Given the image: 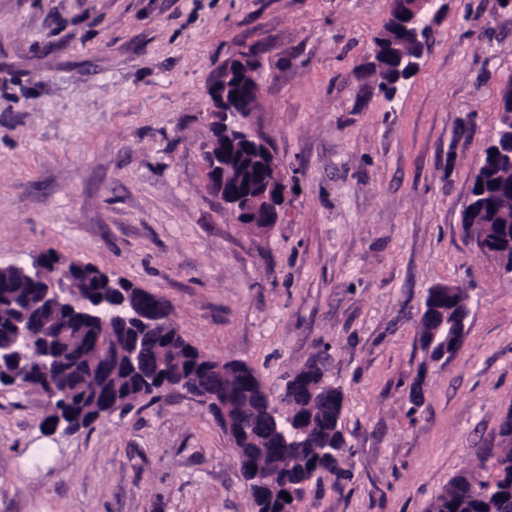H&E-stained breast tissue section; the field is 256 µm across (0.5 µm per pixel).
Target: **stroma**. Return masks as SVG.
Returning <instances> with one entry per match:
<instances>
[{
  "instance_id": "35a3bbf8",
  "label": "stroma",
  "mask_w": 512,
  "mask_h": 512,
  "mask_svg": "<svg viewBox=\"0 0 512 512\" xmlns=\"http://www.w3.org/2000/svg\"><path fill=\"white\" fill-rule=\"evenodd\" d=\"M437 2L389 100L371 63L390 0H0V267L51 249L161 296L188 342L247 362L274 403L324 360L346 448L296 512H429L489 466L512 411V277L462 224L512 81V8ZM248 46V125L290 188L262 233L201 168L207 86ZM444 284L470 314L434 365L416 337ZM49 411L0 385V512H253L223 428L179 393L75 434L47 433Z\"/></svg>"
}]
</instances>
